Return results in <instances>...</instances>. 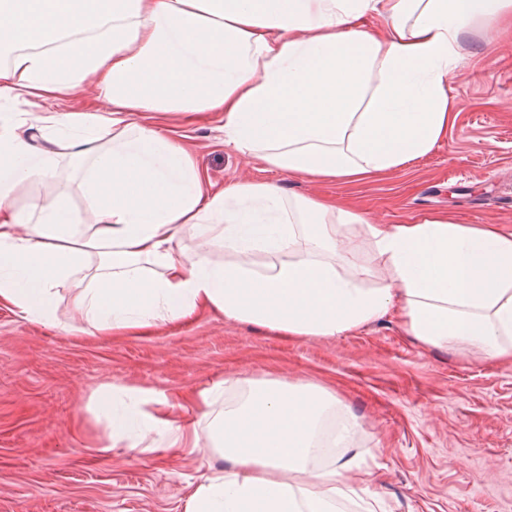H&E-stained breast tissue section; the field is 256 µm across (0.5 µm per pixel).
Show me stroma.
<instances>
[{
	"label": "stroma",
	"instance_id": "1",
	"mask_svg": "<svg viewBox=\"0 0 512 512\" xmlns=\"http://www.w3.org/2000/svg\"><path fill=\"white\" fill-rule=\"evenodd\" d=\"M458 117L428 155L357 183L311 182L226 148L219 122L158 114L185 135L206 180L336 195L376 224L448 213L512 231V29L473 21L448 90ZM312 382L359 419L340 445L367 477L340 512H512V363L429 349L385 318L336 338L288 340L220 314L146 336L32 323L0 307V512H184L222 467L194 448L111 447L103 387L186 395L220 382L216 410L247 381Z\"/></svg>",
	"mask_w": 512,
	"mask_h": 512
}]
</instances>
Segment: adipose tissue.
<instances>
[{"instance_id":"ef3b65f1","label":"adipose tissue","mask_w":512,"mask_h":512,"mask_svg":"<svg viewBox=\"0 0 512 512\" xmlns=\"http://www.w3.org/2000/svg\"><path fill=\"white\" fill-rule=\"evenodd\" d=\"M477 19L512 27V0H0V105L27 97L41 109L0 115V305L53 323L69 288L77 318L111 336L213 312L324 338L392 316L424 347L512 359V231L445 216L372 224L338 198L261 181L216 189L180 135L150 122L208 112L226 147L266 166L371 180L428 154L453 124L448 83ZM88 85L107 113H54ZM65 162L81 174L85 213L63 192L16 206L29 183L59 182ZM352 224L382 261L375 287L342 267L366 242L343 239ZM187 228L197 250L183 243ZM222 392L218 382L189 396L224 466L185 512H336L359 466L319 462L335 395L257 380L216 415ZM96 402L112 411L113 445L153 434L167 449L186 445L189 426L165 392L105 389Z\"/></svg>"}]
</instances>
